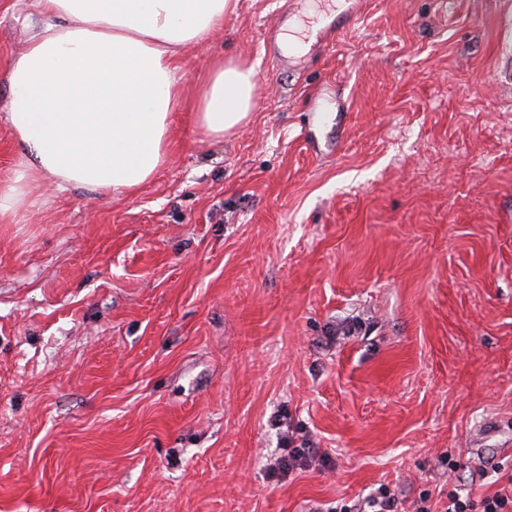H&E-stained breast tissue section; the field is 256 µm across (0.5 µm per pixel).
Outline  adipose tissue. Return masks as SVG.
Returning <instances> with one entry per match:
<instances>
[{
	"instance_id": "1",
	"label": "adipose tissue",
	"mask_w": 512,
	"mask_h": 512,
	"mask_svg": "<svg viewBox=\"0 0 512 512\" xmlns=\"http://www.w3.org/2000/svg\"><path fill=\"white\" fill-rule=\"evenodd\" d=\"M39 19L9 62L6 122L22 147L0 181V223L23 221L34 193L80 187L128 194L167 162L185 99L180 65L235 13L238 0H34ZM253 67L213 58L193 121L221 137L249 118Z\"/></svg>"
}]
</instances>
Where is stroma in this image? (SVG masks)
<instances>
[{"mask_svg":"<svg viewBox=\"0 0 512 512\" xmlns=\"http://www.w3.org/2000/svg\"><path fill=\"white\" fill-rule=\"evenodd\" d=\"M314 5L339 12L239 0L185 49L138 191L0 224V512H330L383 485L443 512L512 476V0H361L272 63L264 33ZM32 10L0 0V74ZM219 56L258 90L210 138ZM283 411L330 465L269 478ZM199 87L193 121L204 135L224 137L249 119L256 95L252 66L215 57Z\"/></svg>","mask_w":512,"mask_h":512,"instance_id":"stroma-1","label":"stroma"}]
</instances>
